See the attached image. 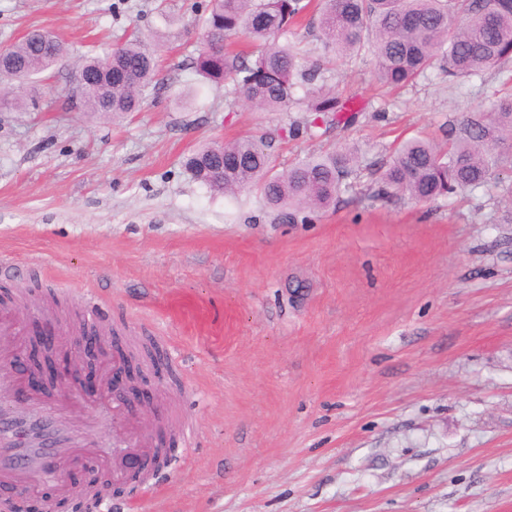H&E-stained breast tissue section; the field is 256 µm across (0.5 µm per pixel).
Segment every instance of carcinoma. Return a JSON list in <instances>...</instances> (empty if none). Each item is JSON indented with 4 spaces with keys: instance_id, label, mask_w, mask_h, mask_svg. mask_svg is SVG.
Wrapping results in <instances>:
<instances>
[{
    "instance_id": "carcinoma-1",
    "label": "carcinoma",
    "mask_w": 512,
    "mask_h": 512,
    "mask_svg": "<svg viewBox=\"0 0 512 512\" xmlns=\"http://www.w3.org/2000/svg\"><path fill=\"white\" fill-rule=\"evenodd\" d=\"M310 13L317 16L324 48L339 56L369 52L376 78L402 86L436 68L456 83L512 60V0H211L193 65L205 81L261 111L294 106L312 114L311 127L348 126L350 100L326 89L327 61L290 40ZM60 39L32 29L0 52V76L23 82L63 57ZM159 73L155 49L134 36L104 57L77 68L70 108L119 116L140 109L143 92ZM305 95L295 97L297 87ZM274 138L245 135L191 154L185 168L214 194L257 190L282 223L304 221L310 208L326 209L352 172L350 151L311 156L276 172ZM512 170V86L498 90L490 109L465 115L448 144L425 138L398 143L367 196L400 194L436 201Z\"/></svg>"
}]
</instances>
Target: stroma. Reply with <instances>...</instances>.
I'll return each instance as SVG.
<instances>
[{"mask_svg": "<svg viewBox=\"0 0 512 512\" xmlns=\"http://www.w3.org/2000/svg\"><path fill=\"white\" fill-rule=\"evenodd\" d=\"M209 0H0V49L52 31L67 52L0 109V313L95 304L157 344L179 381L146 386L189 443L95 512H512V174L431 203L365 189L396 139L444 140L512 62L451 88L391 90L372 56L327 81L356 122L280 137L304 113L260 112L193 67ZM158 44L140 112H71L82 56L129 32ZM271 132L279 171L353 150L334 207L278 223L257 191L211 193L198 148ZM61 424L105 463L112 410Z\"/></svg>", "mask_w": 512, "mask_h": 512, "instance_id": "1", "label": "stroma"}]
</instances>
